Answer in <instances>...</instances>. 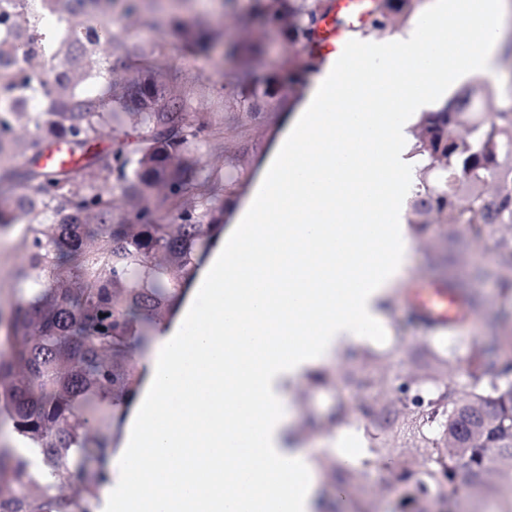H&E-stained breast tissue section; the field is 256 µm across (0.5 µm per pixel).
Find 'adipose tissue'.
<instances>
[{
	"mask_svg": "<svg viewBox=\"0 0 512 512\" xmlns=\"http://www.w3.org/2000/svg\"><path fill=\"white\" fill-rule=\"evenodd\" d=\"M512 0H428L422 39L365 72L346 67L320 112L292 118L236 224L158 333L110 457L114 512H318L322 472L294 433L290 385L386 332L382 303L409 262L389 156L409 112L451 77L494 73Z\"/></svg>",
	"mask_w": 512,
	"mask_h": 512,
	"instance_id": "obj_1",
	"label": "adipose tissue"
}]
</instances>
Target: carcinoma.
<instances>
[{
	"instance_id": "carcinoma-1",
	"label": "carcinoma",
	"mask_w": 512,
	"mask_h": 512,
	"mask_svg": "<svg viewBox=\"0 0 512 512\" xmlns=\"http://www.w3.org/2000/svg\"><path fill=\"white\" fill-rule=\"evenodd\" d=\"M418 0H374L370 32L382 34L404 24ZM322 0H249V23L275 26L281 41L295 47L312 37ZM67 17L61 32L44 29L42 16ZM186 44L203 47L206 34L177 23ZM112 45V0H41L40 9L0 13V92L16 101L0 111V182L36 180L43 173L29 166H6L13 153L34 155L40 140L70 138L92 150L102 130L123 122L112 107V91L92 94L78 86L76 75L112 82V60L85 50L91 41ZM228 54L240 67L233 84L236 104L249 112L280 105L286 91L303 87L315 65L295 51L288 56V80L277 72L259 75L254 64L266 53L265 40L242 36ZM49 55L56 67L37 72L28 61ZM44 93V111L32 115L22 107L25 94ZM125 112L147 129L145 146L132 161L117 152L108 158L92 154L90 179L68 170L45 177L34 195L0 200V224L19 218L31 223L27 244L31 298L10 317L16 343L0 356V409L8 412L12 431L34 443L42 472L8 442L0 441V484L17 493L0 500V512H97L96 487L110 481L106 464L112 438L113 407L134 395L144 372L136 354L150 351L159 322L174 303L185 272L195 262L202 242L203 217L214 212L202 197L203 215L175 216L165 222L149 218L144 203L155 188H197L193 168L183 153L201 128L190 115L188 100L152 75H137L122 89ZM25 118L40 137L11 142L13 119ZM408 159L416 182L407 203V223L418 229L434 224L447 239L468 238L495 256V268L473 269L480 278L493 275L512 293V112L493 107V93L471 81L437 110L418 113L409 129ZM118 185H112L113 173ZM496 189L487 193L486 182ZM138 209V224L112 220V196ZM96 210L89 230L83 213ZM508 314L488 322V334L477 339L471 372L488 379V388L461 394L451 384L436 387L435 377L414 381L412 414L392 401L366 408L378 425L400 424L399 431L424 433L438 423L440 439L421 456L419 469L402 468L394 483L415 485L436 494L421 508L401 512H459L465 488L488 489L503 478L512 482V359L503 361L504 342L498 328ZM97 464L84 498L74 504L55 494L73 476V450ZM339 485L360 480L357 467L343 468L325 460Z\"/></svg>"
}]
</instances>
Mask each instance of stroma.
Returning a JSON list of instances; mask_svg holds the SVG:
<instances>
[{"mask_svg":"<svg viewBox=\"0 0 512 512\" xmlns=\"http://www.w3.org/2000/svg\"><path fill=\"white\" fill-rule=\"evenodd\" d=\"M247 0H115L112 31L123 48L128 74L149 70L185 93L201 131L187 148L189 161L197 163L200 179L223 190L224 178L235 174L239 195H247L258 178L269 149L280 137L287 108L242 112L233 107V95L226 89L235 63L224 52L223 43L208 51H190L170 25L171 18L193 24L222 22L225 34H233L244 16ZM29 223L19 220L0 228V355L9 354L12 340L5 324L12 310L29 297L30 282L23 274L27 264L25 243ZM493 265L494 257L470 240L447 243L436 227L412 236V255L403 283L393 288L385 311L388 333L375 346L352 348L339 359L321 367L325 381L316 384L302 378L288 394L299 417L295 433L317 459H325V442L346 429L362 434L358 447L363 459L380 456L378 465L368 467L363 478L349 486L348 498L363 512H399L406 496L415 495L414 486L390 484V472L416 467L425 448L438 438L439 426L425 437L398 436L385 427L374 426L363 413L376 394L363 386L368 377L383 379L387 399L403 397L407 385L418 376L448 374L460 392L482 389L469 369L474 342L486 333V318L499 310L512 311V294L502 292L497 280L473 279L470 265ZM418 280L450 283L467 295L475 312L458 332L433 335L420 331L403 312L405 286ZM344 402V420L329 423L336 402Z\"/></svg>","mask_w":512,"mask_h":512,"instance_id":"35a3bbf8","label":"stroma"}]
</instances>
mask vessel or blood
<instances>
[{"instance_id":"1","label":"vessel or blood","mask_w":512,"mask_h":512,"mask_svg":"<svg viewBox=\"0 0 512 512\" xmlns=\"http://www.w3.org/2000/svg\"><path fill=\"white\" fill-rule=\"evenodd\" d=\"M373 0H324V8L314 25L315 37L303 45L302 53L312 56L319 71L336 75L343 64L361 58L368 43ZM82 157L69 138L56 137L41 142L38 167L54 173L78 167ZM408 311L427 329L455 331L469 321L471 310L465 297L445 283H419L405 292Z\"/></svg>"}]
</instances>
